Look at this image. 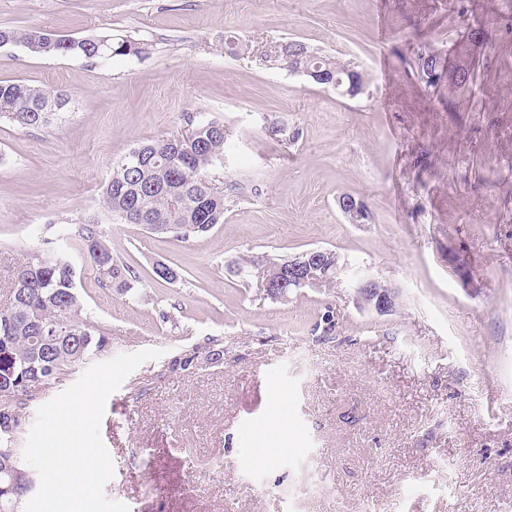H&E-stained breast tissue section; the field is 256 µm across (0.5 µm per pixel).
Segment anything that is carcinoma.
<instances>
[{
  "mask_svg": "<svg viewBox=\"0 0 512 512\" xmlns=\"http://www.w3.org/2000/svg\"><path fill=\"white\" fill-rule=\"evenodd\" d=\"M22 45L36 56H75L89 61L146 52V44L130 36L109 33L85 38L58 37L36 30L0 29V43ZM280 63L288 69V56L311 53V65L334 75L349 66L333 56L310 51L303 42L278 44ZM69 104L67 94L23 82L0 81V123L23 129L50 126ZM189 133L139 144L112 165L103 191L102 207L124 224L131 206L147 214V229L159 224L175 227L186 239L209 232L224 222V195L212 186L208 169L224 156L229 132L218 120L188 117ZM74 235L84 245L83 255L105 285L120 293L133 288L134 271L114 259L99 220L79 222ZM75 269L64 255L33 253L15 268L7 307L0 309V385L18 389L15 399H0V451L14 447L8 432L21 434L23 397L36 383H47L66 370L108 351L111 338L82 315L75 284Z\"/></svg>",
  "mask_w": 512,
  "mask_h": 512,
  "instance_id": "1",
  "label": "carcinoma"
}]
</instances>
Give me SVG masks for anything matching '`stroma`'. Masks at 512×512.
Segmentation results:
<instances>
[{
  "label": "stroma",
  "mask_w": 512,
  "mask_h": 512,
  "mask_svg": "<svg viewBox=\"0 0 512 512\" xmlns=\"http://www.w3.org/2000/svg\"><path fill=\"white\" fill-rule=\"evenodd\" d=\"M1 27L148 45L92 63L0 48V81L70 98L51 128L0 124V308L14 268L48 248L76 261L109 356L162 351L107 399L109 500L130 512H512V0H0ZM475 28L474 84L427 82L419 55L451 63ZM284 40L350 64L361 92L264 62ZM190 116L233 134L209 172L223 223L186 240L111 223L113 163ZM276 122L297 141L271 138ZM345 194L367 223H348ZM90 216L138 277L127 293L80 262L71 230ZM315 248L339 258L330 287L265 295L260 262ZM159 262L179 281L155 280ZM361 275L398 290L394 312L356 305ZM328 310L329 339L316 329ZM260 448L277 449L272 466L257 465ZM339 207L351 224H364L369 218L368 211L363 203L356 201L352 196L343 195L338 199Z\"/></svg>",
  "instance_id": "1"
}]
</instances>
